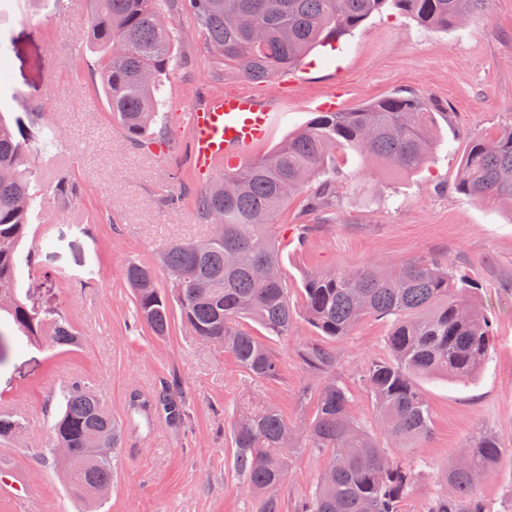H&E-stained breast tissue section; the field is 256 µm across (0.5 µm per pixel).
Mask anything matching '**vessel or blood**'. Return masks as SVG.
Here are the masks:
<instances>
[{"label":"vessel or blood","mask_w":512,"mask_h":512,"mask_svg":"<svg viewBox=\"0 0 512 512\" xmlns=\"http://www.w3.org/2000/svg\"><path fill=\"white\" fill-rule=\"evenodd\" d=\"M184 118L192 164L207 171L220 164L238 166L252 147L271 135L280 114L249 93H211L190 102ZM0 498L33 502L37 491L22 477L1 476Z\"/></svg>","instance_id":"obj_1"}]
</instances>
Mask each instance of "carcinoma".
Listing matches in <instances>:
<instances>
[{
  "mask_svg": "<svg viewBox=\"0 0 512 512\" xmlns=\"http://www.w3.org/2000/svg\"><path fill=\"white\" fill-rule=\"evenodd\" d=\"M492 0H88V39L100 54V83L112 118L138 144L163 119L164 87L185 5L224 67L242 78L265 81L286 72L318 46L340 43L368 19L392 8L425 29L458 28L486 18ZM439 146L435 112L418 96L392 94L339 112H320L268 155L224 170L215 185L195 198L199 218L221 221L224 230L201 240L175 241L159 254L158 265L126 268L137 321L155 335L169 332L171 310L196 341L216 352L230 350L255 379L277 377L279 364L255 334L289 335L296 318L319 335L344 339L367 318L391 322L389 356L374 361L363 382L374 397L380 433L399 448H412L431 434V410L418 378L443 374L459 382L473 379L493 348L492 323L476 295L475 283L456 275L437 257L392 266L366 265L307 272L292 304L282 271L280 242L271 233L276 216L296 195L309 210L333 206L338 161L354 152L414 175ZM58 151V135L0 111V313L31 345L81 347L71 321L43 313L20 296V249L32 213L41 205L32 187L27 154ZM455 189L470 198L512 206V126L495 137H475L466 151ZM169 271L167 287L160 274ZM303 358L326 373L334 360L321 346ZM150 402L165 422L178 427L185 416L181 397L164 389L147 399L129 394L134 416ZM347 389L323 385L314 415L297 432L269 404L251 402L233 423L234 466L249 493L279 485L288 474L290 449L302 436L309 447L329 451L332 479H319L297 512H400L412 487L415 464L385 455L376 435L353 421ZM20 423L0 412V442L12 439ZM122 426L98 391L81 380L60 394L44 460L61 476L68 493L86 499L89 484L112 486V463L123 447ZM68 449L61 462L54 448ZM502 453L499 438L482 433L440 473L447 486L428 512H486L477 491Z\"/></svg>",
  "mask_w": 512,
  "mask_h": 512,
  "instance_id": "carcinoma-1",
  "label": "carcinoma"
}]
</instances>
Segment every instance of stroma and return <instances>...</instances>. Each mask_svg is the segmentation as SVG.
<instances>
[{
  "label": "stroma",
  "instance_id": "1",
  "mask_svg": "<svg viewBox=\"0 0 512 512\" xmlns=\"http://www.w3.org/2000/svg\"><path fill=\"white\" fill-rule=\"evenodd\" d=\"M178 25L183 36L174 52L188 63L166 81V127L156 147L133 145L112 119L99 86V56L87 41L86 0H11L0 19V44L11 56L0 85L12 97V111L33 113L61 137L59 163L30 151L34 178L47 191L57 174L77 186L69 199H49L32 214L23 249L33 258L20 264L19 286L29 303L65 314L86 338L83 348L56 355L9 331L10 347L0 361V410L12 413L21 430L0 442V462L41 484L45 512L57 503L66 512H257V501L233 468L231 426L244 403L272 404L296 423L314 414L315 393L329 378L347 387L355 418L377 429L375 402L362 377L372 361L387 355V320L366 319L351 336L331 343L297 320L288 337L269 341L280 362L278 376L254 380L231 352L200 347L179 318L161 338L137 324L125 269L133 261L154 263L169 241L211 232L197 215L193 194L224 170L199 172L189 162L188 131L179 114L195 97L247 92L279 98L285 117L250 151L255 159L312 118L328 93L338 94L345 110L396 92L418 93L448 115L438 129L442 145L427 168L408 176L348 164L332 213L306 212L298 196L278 214L273 232L294 291L312 268L426 256L440 257L474 280L493 322L494 347L483 372L468 383L420 378L432 431L403 451L416 469L400 512H425L440 491L437 471L483 431L499 436L505 451L479 486V497L487 512H512V209L478 204L454 188L470 140L512 124V0H493L489 18L448 31L421 29L387 10L346 37L332 53L333 63H322L318 50L295 71L265 82L225 71L191 13L182 14ZM311 345L332 352L328 375L302 360ZM72 379L97 388L121 424L131 391L166 386L185 402L180 427L157 420L126 438L112 491L99 502L70 498L41 460L61 386ZM324 464V454L307 443L294 448L288 478L274 490L282 512H294Z\"/></svg>",
  "mask_w": 512,
  "mask_h": 512
}]
</instances>
